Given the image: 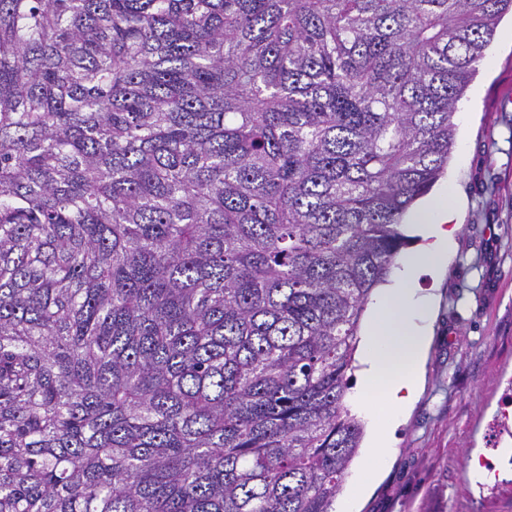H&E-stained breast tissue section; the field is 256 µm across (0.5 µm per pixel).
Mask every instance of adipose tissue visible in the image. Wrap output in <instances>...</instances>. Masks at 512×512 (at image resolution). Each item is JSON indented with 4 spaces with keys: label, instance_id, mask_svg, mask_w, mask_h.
Instances as JSON below:
<instances>
[{
    "label": "adipose tissue",
    "instance_id": "obj_1",
    "mask_svg": "<svg viewBox=\"0 0 512 512\" xmlns=\"http://www.w3.org/2000/svg\"><path fill=\"white\" fill-rule=\"evenodd\" d=\"M441 198L429 199L413 217L422 243L400 261L375 295L359 354L355 402L372 421L368 459L337 512H358L361 498L385 470L404 413L413 403L429 344L428 314L434 297L417 286L422 273L441 272L454 244L456 225Z\"/></svg>",
    "mask_w": 512,
    "mask_h": 512
}]
</instances>
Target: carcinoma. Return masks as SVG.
Segmentation results:
<instances>
[{
  "mask_svg": "<svg viewBox=\"0 0 512 512\" xmlns=\"http://www.w3.org/2000/svg\"><path fill=\"white\" fill-rule=\"evenodd\" d=\"M512 0H0V512H333L362 313Z\"/></svg>",
  "mask_w": 512,
  "mask_h": 512,
  "instance_id": "carcinoma-1",
  "label": "carcinoma"
}]
</instances>
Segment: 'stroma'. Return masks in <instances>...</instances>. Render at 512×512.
Wrapping results in <instances>:
<instances>
[{
	"mask_svg": "<svg viewBox=\"0 0 512 512\" xmlns=\"http://www.w3.org/2000/svg\"><path fill=\"white\" fill-rule=\"evenodd\" d=\"M457 104L441 177L455 208L417 401L359 512H512V13ZM496 473L473 482L472 457Z\"/></svg>",
	"mask_w": 512,
	"mask_h": 512,
	"instance_id": "35a3bbf8",
	"label": "stroma"
}]
</instances>
